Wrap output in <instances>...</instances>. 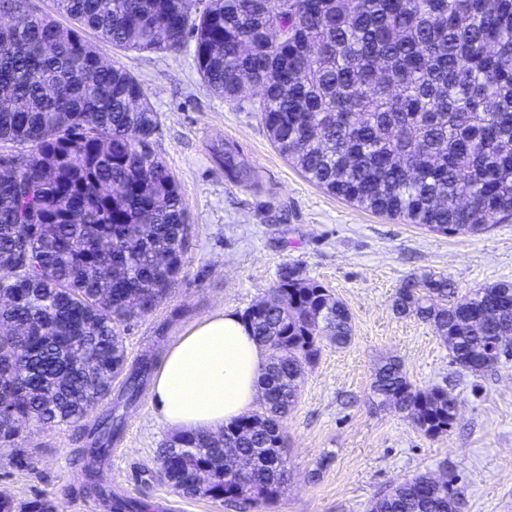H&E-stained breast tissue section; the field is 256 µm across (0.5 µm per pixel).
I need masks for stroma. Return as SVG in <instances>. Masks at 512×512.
Returning a JSON list of instances; mask_svg holds the SVG:
<instances>
[{
	"label": "stroma",
	"instance_id": "1",
	"mask_svg": "<svg viewBox=\"0 0 512 512\" xmlns=\"http://www.w3.org/2000/svg\"><path fill=\"white\" fill-rule=\"evenodd\" d=\"M87 39L102 60L139 78L160 113L152 148L174 175L191 224L167 297L122 328L129 358L217 310L244 313L270 297L286 266L299 267L351 312V344L323 342L283 421L287 484L253 512H367L394 484L424 473L452 480L458 512H512V360L472 375L452 364L433 327L392 308L398 288L423 274L447 277L461 296L512 282V217L479 235H443L366 210L309 182L279 154L253 106L258 88L230 102L202 87L190 50L138 53L93 33ZM224 144L245 180L230 178L214 157ZM391 356L418 387L443 385L456 397L448 433L426 436L373 401L374 371ZM172 434L142 396L100 468L102 485L133 499L138 512H236L221 500L180 495L162 479L157 450ZM18 444L33 464L0 466V493L21 501L47 496L56 512H110L85 489L76 431L27 422Z\"/></svg>",
	"mask_w": 512,
	"mask_h": 512
}]
</instances>
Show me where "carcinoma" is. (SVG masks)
Masks as SVG:
<instances>
[{"mask_svg": "<svg viewBox=\"0 0 512 512\" xmlns=\"http://www.w3.org/2000/svg\"><path fill=\"white\" fill-rule=\"evenodd\" d=\"M68 28L0 0V142L32 150L0 180V464L29 465L14 423L33 418L86 439L89 493L144 394L154 361H128L120 327L156 307L189 236L179 186L150 141L160 115L139 79L85 37L134 52L193 43L205 87L236 101L245 79L278 152L315 185L375 213L444 235L512 216V0H55ZM224 170L243 179L233 151ZM273 297L242 318L265 349L261 408L216 435L184 432L158 449L178 493L247 507L280 496L282 420L323 339L352 341L329 289L283 269ZM393 308L430 324L452 362L478 374L512 356V283L456 297L448 279L406 281ZM373 394L429 437L448 432L456 398L417 388L396 359ZM113 406L92 426L89 408ZM250 463L242 474L240 459ZM451 481L420 474L370 512H456ZM0 512H54L45 496L0 494Z\"/></svg>", "mask_w": 512, "mask_h": 512, "instance_id": "carcinoma-1", "label": "carcinoma"}]
</instances>
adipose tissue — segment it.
Instances as JSON below:
<instances>
[{"label":"adipose tissue","mask_w":512,"mask_h":512,"mask_svg":"<svg viewBox=\"0 0 512 512\" xmlns=\"http://www.w3.org/2000/svg\"><path fill=\"white\" fill-rule=\"evenodd\" d=\"M265 362L264 348L242 318L215 312L165 348L150 388L155 414L170 427L219 432L257 401Z\"/></svg>","instance_id":"obj_1"}]
</instances>
